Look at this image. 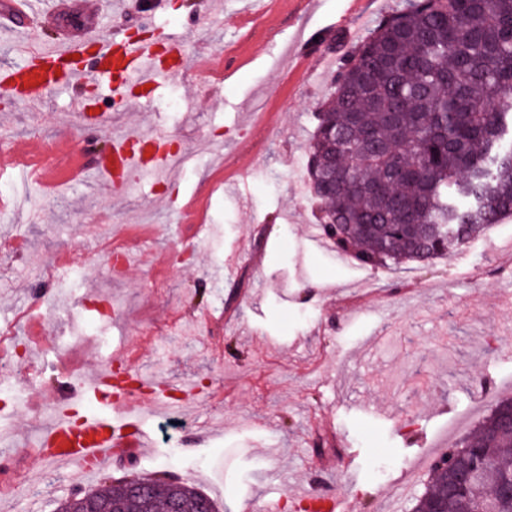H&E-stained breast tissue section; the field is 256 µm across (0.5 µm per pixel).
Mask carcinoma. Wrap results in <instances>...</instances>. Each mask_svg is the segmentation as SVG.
I'll list each match as a JSON object with an SVG mask.
<instances>
[{
	"label": "carcinoma",
	"instance_id": "cac0c4a2",
	"mask_svg": "<svg viewBox=\"0 0 512 512\" xmlns=\"http://www.w3.org/2000/svg\"><path fill=\"white\" fill-rule=\"evenodd\" d=\"M317 120L308 176L336 250L389 267L463 248L512 216V0H402L342 57ZM510 410L512 397L436 461L413 509L446 489L447 512H465L512 483ZM469 465L487 471L462 486ZM133 484L148 486L135 512H218L187 480L134 475L91 495Z\"/></svg>",
	"mask_w": 512,
	"mask_h": 512
}]
</instances>
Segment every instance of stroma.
Instances as JSON below:
<instances>
[{"instance_id": "1", "label": "stroma", "mask_w": 512, "mask_h": 512, "mask_svg": "<svg viewBox=\"0 0 512 512\" xmlns=\"http://www.w3.org/2000/svg\"><path fill=\"white\" fill-rule=\"evenodd\" d=\"M54 0L43 35L179 31L181 80L125 103L129 125L162 124L189 165L166 182L144 174L112 189L66 174L85 149L105 152L112 126L78 123L63 87L38 115L0 104V142L47 182L0 214V330L44 335L24 348L14 378L19 409L0 446V512H55L75 488L66 468L29 454L49 403L73 365L97 371L111 356L191 392L183 415L147 417L155 443L102 469L84 490L131 475L188 479L219 512H297L290 489L308 481L357 512H407L430 481L422 461L466 437L512 396V218L463 249L425 264L374 268L317 245L319 205L307 149L340 58L398 0H274L247 26L250 0H167L150 14L124 0ZM240 52L225 81L202 74L203 52ZM181 109H172L174 100ZM130 262L113 269L111 247ZM79 279L51 278L60 258ZM104 325L110 351L55 350L69 323ZM361 449L356 461L343 451ZM391 461L387 476L371 467Z\"/></svg>"}]
</instances>
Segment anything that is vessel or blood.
<instances>
[{
  "instance_id": "b4317fda",
  "label": "vessel or blood",
  "mask_w": 512,
  "mask_h": 512,
  "mask_svg": "<svg viewBox=\"0 0 512 512\" xmlns=\"http://www.w3.org/2000/svg\"><path fill=\"white\" fill-rule=\"evenodd\" d=\"M8 12L30 31L43 27L49 17L37 8L36 0H10ZM164 41L159 49L125 29L104 35L90 23L80 39L57 37L26 45L23 61L0 71V89L34 110L60 84L78 89L109 74L114 97L125 100L130 88L155 86L179 76L181 39L172 32ZM165 140V132L156 127L121 135L113 139L108 153L82 161L81 167L116 187L132 185L146 172L161 178L175 165L161 149ZM78 401L90 403L91 409L76 417L72 411ZM169 402L166 382L143 378L138 391L120 392L112 386L111 369H103L91 379L79 380L77 388H60L52 421L36 443V456L44 465L69 464L77 477L88 476L128 449L151 447L140 418ZM298 501L305 512H352L335 497L322 498L311 489L301 492Z\"/></svg>"
}]
</instances>
